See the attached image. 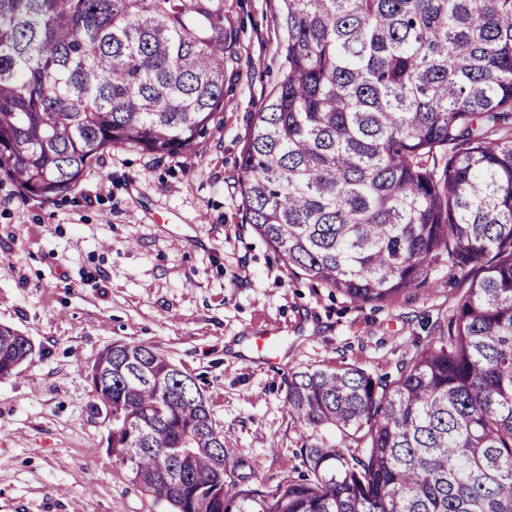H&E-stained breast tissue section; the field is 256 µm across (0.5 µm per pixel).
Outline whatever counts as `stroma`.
Wrapping results in <instances>:
<instances>
[{"label":"stroma","instance_id":"35a3bbf8","mask_svg":"<svg viewBox=\"0 0 512 512\" xmlns=\"http://www.w3.org/2000/svg\"><path fill=\"white\" fill-rule=\"evenodd\" d=\"M278 0H239L242 60L199 151L158 158L116 146L50 202L0 177V325L35 353L0 379V512H170L108 448L86 371L115 341L190 373L236 468L272 487L303 470L288 416L294 371L341 363L393 381L467 287L440 271L419 290L357 304L295 277L244 220L239 161L249 115L279 81ZM277 336L268 364L254 336Z\"/></svg>","mask_w":512,"mask_h":512}]
</instances>
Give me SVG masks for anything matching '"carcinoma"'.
I'll return each mask as SVG.
<instances>
[{
	"instance_id": "cac0c4a2",
	"label": "carcinoma",
	"mask_w": 512,
	"mask_h": 512,
	"mask_svg": "<svg viewBox=\"0 0 512 512\" xmlns=\"http://www.w3.org/2000/svg\"><path fill=\"white\" fill-rule=\"evenodd\" d=\"M279 82L251 114L245 216L292 273L359 304L441 267L469 285L387 384L291 373L306 474L225 487L196 380L115 341L91 408L173 512H512V0H280ZM242 51L230 0H0V171L71 192L113 146L191 155ZM34 354L0 326V378Z\"/></svg>"
}]
</instances>
